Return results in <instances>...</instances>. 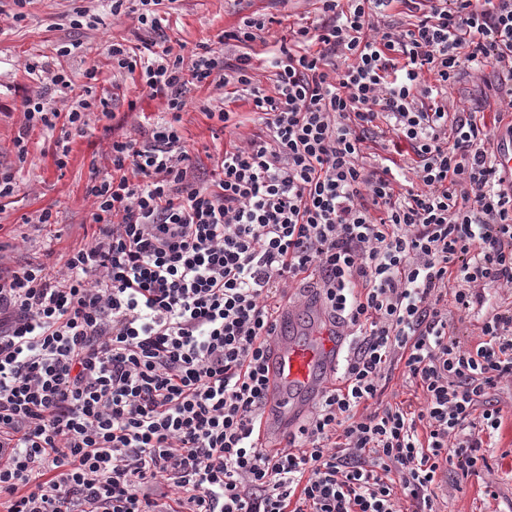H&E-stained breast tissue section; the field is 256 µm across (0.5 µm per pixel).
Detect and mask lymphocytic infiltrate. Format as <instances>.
Listing matches in <instances>:
<instances>
[{
  "label": "lymphocytic infiltrate",
  "instance_id": "obj_1",
  "mask_svg": "<svg viewBox=\"0 0 512 512\" xmlns=\"http://www.w3.org/2000/svg\"><path fill=\"white\" fill-rule=\"evenodd\" d=\"M317 2L286 36L248 18L187 55L160 37L162 0H109L152 33L113 44V70L166 111L92 170L88 243L0 267V512H434L447 465L488 470L489 395L512 376V305L489 294L512 285V186L483 113L512 110V0ZM485 68L492 95L456 104ZM99 77L67 113L22 101L19 163L28 132L57 130L66 167L88 109L111 114ZM191 84L230 90L256 127L219 111L207 168L182 131ZM297 284L350 346L270 449L267 343ZM471 322L467 348L453 329ZM398 368L419 405L382 401Z\"/></svg>",
  "mask_w": 512,
  "mask_h": 512
}]
</instances>
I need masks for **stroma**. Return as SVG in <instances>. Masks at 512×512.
Masks as SVG:
<instances>
[{"mask_svg":"<svg viewBox=\"0 0 512 512\" xmlns=\"http://www.w3.org/2000/svg\"><path fill=\"white\" fill-rule=\"evenodd\" d=\"M85 8L90 22L76 27L73 10ZM25 11L24 21H16L17 11ZM314 0H174L168 10L165 29L172 41L195 49L213 42L221 31L232 29L245 18L271 14L278 22L274 35L286 34L298 18L314 19ZM136 17L113 21L104 0H27L17 8L13 0H0V164H15V141L24 129L21 102L27 96H44L61 112L69 111L84 83L83 74L99 65L101 75L96 94L113 99V117L91 114L84 136L71 139L69 163L65 169L55 165L51 149L42 134L31 133V153L17 174L19 190L12 204L0 213V264L15 268L43 261L46 246L56 253L86 242L90 201L85 186L91 168L107 171L108 144L113 135L126 134L146 139L148 119L165 111L164 99L135 88L127 76H113L109 54L114 42H132L144 36ZM72 46L68 56H60L61 46ZM38 62L44 69L67 70L74 88L57 91L37 75L28 73L27 63ZM219 92L208 93L188 88L183 115L184 136L195 154L223 147L224 132L217 120L207 118L204 109L220 100ZM136 111H129V101ZM51 209L53 241L33 232L24 224L42 209ZM502 424L492 438L489 450L491 468L483 477H462L456 466H449L435 490L437 512H512V378H503L496 395Z\"/></svg>","mask_w":512,"mask_h":512,"instance_id":"1","label":"stroma"}]
</instances>
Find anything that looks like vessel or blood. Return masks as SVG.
Here are the masks:
<instances>
[{"instance_id":"obj_1","label":"vessel or blood","mask_w":512,"mask_h":512,"mask_svg":"<svg viewBox=\"0 0 512 512\" xmlns=\"http://www.w3.org/2000/svg\"><path fill=\"white\" fill-rule=\"evenodd\" d=\"M347 346L345 332L321 301L282 307L266 360L261 436L269 448H279L335 384Z\"/></svg>"}]
</instances>
